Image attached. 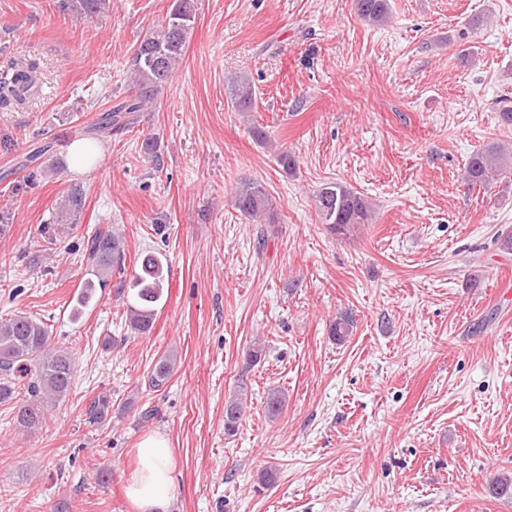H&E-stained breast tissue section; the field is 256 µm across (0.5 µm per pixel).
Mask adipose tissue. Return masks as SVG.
I'll return each mask as SVG.
<instances>
[{"label": "adipose tissue", "mask_w": 512, "mask_h": 512, "mask_svg": "<svg viewBox=\"0 0 512 512\" xmlns=\"http://www.w3.org/2000/svg\"><path fill=\"white\" fill-rule=\"evenodd\" d=\"M137 456L138 468L126 487L128 497L139 512H167L172 459L165 438L146 436L137 449Z\"/></svg>", "instance_id": "adipose-tissue-1"}]
</instances>
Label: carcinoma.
<instances>
[{"label":"carcinoma","instance_id":"obj_1","mask_svg":"<svg viewBox=\"0 0 512 512\" xmlns=\"http://www.w3.org/2000/svg\"><path fill=\"white\" fill-rule=\"evenodd\" d=\"M197 0H171L165 18L136 46L132 58L134 80L129 96L117 102L96 121L86 126L84 133L92 140H101L134 123V114L148 108L157 93L169 82L176 65L184 54L187 38L194 28ZM359 16L370 22H383L389 15L387 0H354ZM60 12L81 19L98 16L110 9V0H57ZM40 65L35 60L10 59L0 70V105H23L38 91ZM231 103L239 112L251 111L254 89L246 75L230 78ZM53 143L46 142L27 154L22 167L30 169L27 179L60 171L52 157ZM512 169V151L499 145L487 146L474 152L466 163L465 182L484 186L506 169ZM84 206L80 187H70L53 218L55 224H71ZM236 208L248 217H265L275 221L274 205L266 189L257 182H243L235 194ZM316 206L328 225L338 235H346L355 226L371 220L367 199L340 182L325 184L316 196ZM83 260L85 278L73 307V318L94 299L97 289L116 281L120 291H134V303L128 306L129 327L136 335H145L153 327L155 304L164 291L163 265L159 255L148 254L141 262V272L133 275L126 285L125 242L114 230H95L88 235ZM354 318L348 311L340 313L329 325V334L338 342L353 333ZM176 356L166 354L155 363L148 379L152 388L161 386L174 372ZM74 361L65 349L49 348L47 324L26 313L0 318V404H14L16 422L25 431L41 426L45 412L66 397L73 386ZM286 402L285 394L276 388L269 390L265 409L271 418L278 417ZM112 412V399L105 393L95 396L86 412L91 424L104 422ZM243 415V400L235 395L225 402L224 432H237Z\"/></svg>","mask_w":512,"mask_h":512}]
</instances>
